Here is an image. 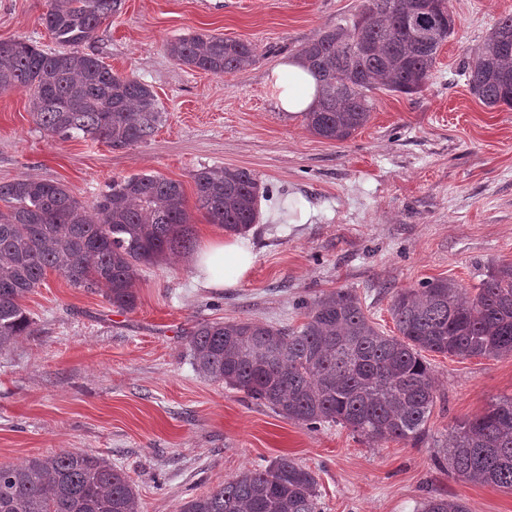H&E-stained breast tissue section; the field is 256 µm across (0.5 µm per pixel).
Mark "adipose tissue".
Returning a JSON list of instances; mask_svg holds the SVG:
<instances>
[{"mask_svg": "<svg viewBox=\"0 0 512 512\" xmlns=\"http://www.w3.org/2000/svg\"><path fill=\"white\" fill-rule=\"evenodd\" d=\"M270 80L283 112L307 111L316 97V83L299 60L280 62L271 71ZM254 260L253 253L239 240L213 237L201 242L192 263L202 287L229 288L249 271Z\"/></svg>", "mask_w": 512, "mask_h": 512, "instance_id": "obj_1", "label": "adipose tissue"}]
</instances>
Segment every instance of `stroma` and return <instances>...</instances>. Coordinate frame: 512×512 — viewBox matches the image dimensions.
Listing matches in <instances>:
<instances>
[{"instance_id":"obj_1","label":"stroma","mask_w":512,"mask_h":512,"mask_svg":"<svg viewBox=\"0 0 512 512\" xmlns=\"http://www.w3.org/2000/svg\"><path fill=\"white\" fill-rule=\"evenodd\" d=\"M361 0H123L85 45L114 73L151 86L166 114L147 142L114 149L40 133L29 94H0V182L63 184L92 205L112 180L154 172L182 182L205 166L251 171L273 190L244 242L256 256L233 288H203L188 255L142 268L135 311L49 274L22 306L30 335L0 351V465L62 451L123 469L139 512H177L188 497L286 456L318 481L321 512H419L423 499H462L469 512H512V491L438 467L435 441L512 396V356L425 353L437 401L425 442L369 443L350 429H310L199 375L190 333L203 321L248 318L301 326L299 299L345 289L385 334L394 293L429 278L467 294L512 262V108L488 109L460 71L512 0H449L454 35L427 87L372 93L370 121L344 142L313 135L281 112L274 67ZM48 0H0V42L55 45L41 23ZM207 30L253 44L254 63L215 75L180 65L167 42Z\"/></svg>"}]
</instances>
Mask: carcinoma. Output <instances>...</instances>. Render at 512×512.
Returning <instances> with one entry per match:
<instances>
[{"mask_svg": "<svg viewBox=\"0 0 512 512\" xmlns=\"http://www.w3.org/2000/svg\"><path fill=\"white\" fill-rule=\"evenodd\" d=\"M122 0H49L42 23L58 49L18 38L0 42V93L30 92L37 128L62 140H102L114 149L147 141L164 121L150 86L118 75L79 47L94 41ZM454 34L448 0H362L353 17L301 46L297 55L319 84L308 129L348 140L371 118V93L383 87L423 91L442 44ZM179 64L221 75L242 69L256 47L206 32L167 44ZM484 106L512 107V15L501 19L463 69ZM196 208L229 235L249 232L271 188L246 169L202 167L192 173ZM86 206L57 182L20 177L0 183V350L31 333L21 300L55 271L74 288L106 286L115 308H137L140 267L194 247L182 183L141 173L112 180ZM299 330L251 319L203 321L191 333L192 365L315 428L336 423L367 442L419 444L436 404L423 353L512 355V263L490 268L476 294L463 298L436 278L393 295L394 336L380 332L358 297L338 290L303 302ZM434 461L467 481L512 491V396L457 424ZM0 512H139L126 473L102 456L62 452L0 466ZM178 512H319L312 471L282 456L248 469ZM421 512H468L458 498L431 497Z\"/></svg>", "mask_w": 512, "mask_h": 512, "instance_id": "cac0c4a2", "label": "carcinoma"}]
</instances>
